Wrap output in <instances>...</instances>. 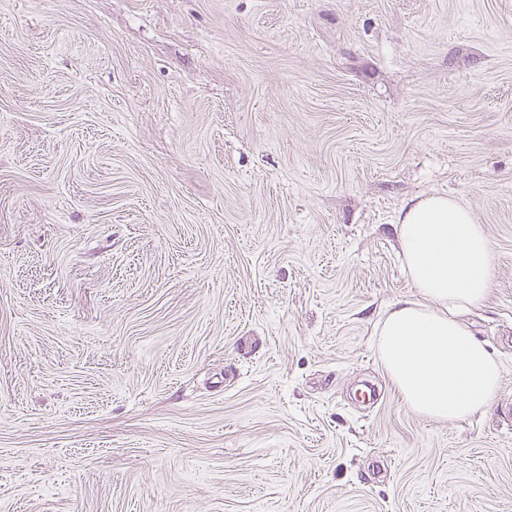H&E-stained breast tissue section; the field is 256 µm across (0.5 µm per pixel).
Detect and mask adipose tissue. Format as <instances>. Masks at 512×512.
Wrapping results in <instances>:
<instances>
[{
    "mask_svg": "<svg viewBox=\"0 0 512 512\" xmlns=\"http://www.w3.org/2000/svg\"><path fill=\"white\" fill-rule=\"evenodd\" d=\"M394 230L416 296L383 313L374 348L411 409L439 421L468 418L492 404L501 382L499 363L462 319L488 297L495 252L471 208L446 194L404 203Z\"/></svg>",
    "mask_w": 512,
    "mask_h": 512,
    "instance_id": "adipose-tissue-1",
    "label": "adipose tissue"
}]
</instances>
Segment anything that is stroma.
I'll use <instances>...</instances> for the list:
<instances>
[{"label": "stroma", "instance_id": "obj_1", "mask_svg": "<svg viewBox=\"0 0 512 512\" xmlns=\"http://www.w3.org/2000/svg\"><path fill=\"white\" fill-rule=\"evenodd\" d=\"M455 195L501 365L400 398L393 224ZM512 0H0V512H512Z\"/></svg>", "mask_w": 512, "mask_h": 512}]
</instances>
